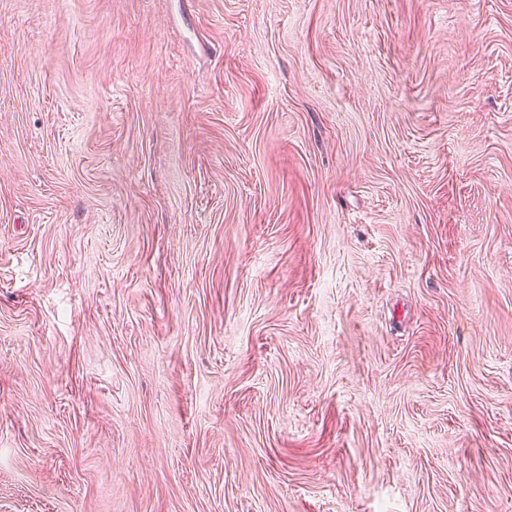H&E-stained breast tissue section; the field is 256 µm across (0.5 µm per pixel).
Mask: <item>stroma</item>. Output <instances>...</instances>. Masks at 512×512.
Wrapping results in <instances>:
<instances>
[{
  "label": "stroma",
  "mask_w": 512,
  "mask_h": 512,
  "mask_svg": "<svg viewBox=\"0 0 512 512\" xmlns=\"http://www.w3.org/2000/svg\"><path fill=\"white\" fill-rule=\"evenodd\" d=\"M0 512H512V0H0Z\"/></svg>",
  "instance_id": "1"
}]
</instances>
